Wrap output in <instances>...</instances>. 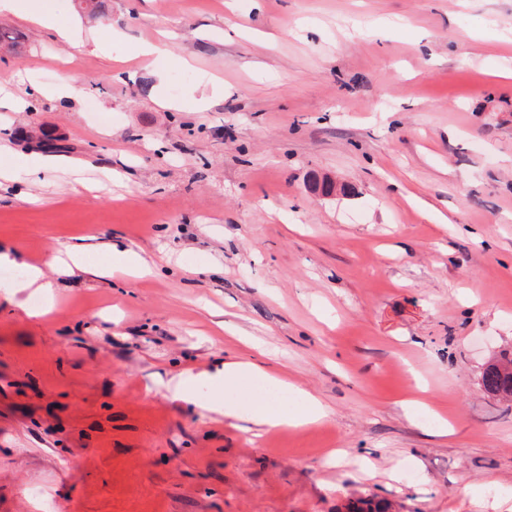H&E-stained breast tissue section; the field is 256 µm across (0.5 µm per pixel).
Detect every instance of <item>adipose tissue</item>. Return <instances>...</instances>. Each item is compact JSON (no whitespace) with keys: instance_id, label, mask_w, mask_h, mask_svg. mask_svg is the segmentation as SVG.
Returning a JSON list of instances; mask_svg holds the SVG:
<instances>
[{"instance_id":"1","label":"adipose tissue","mask_w":512,"mask_h":512,"mask_svg":"<svg viewBox=\"0 0 512 512\" xmlns=\"http://www.w3.org/2000/svg\"><path fill=\"white\" fill-rule=\"evenodd\" d=\"M214 377L223 381L225 389L240 392L250 386L254 392L248 409L217 397L208 404V412L224 415L229 420L246 421L257 430L304 426L320 422L327 415L326 407L317 397L263 364L244 357L225 362L214 374L206 371L176 374L166 389L174 399L192 404L196 401L198 384Z\"/></svg>"}]
</instances>
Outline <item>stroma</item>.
I'll return each mask as SVG.
<instances>
[{"label": "stroma", "instance_id": "35a3bbf8", "mask_svg": "<svg viewBox=\"0 0 512 512\" xmlns=\"http://www.w3.org/2000/svg\"><path fill=\"white\" fill-rule=\"evenodd\" d=\"M17 2L0 512H512V403L481 387L512 351V0H58L52 28ZM75 244L156 273L68 271ZM242 354L327 418L257 435L206 412L217 385L166 389ZM129 270L139 276H147L154 272L155 266H151L149 262L133 250L115 251L112 250V264L101 265L99 267V275L109 271H126Z\"/></svg>", "mask_w": 512, "mask_h": 512}]
</instances>
